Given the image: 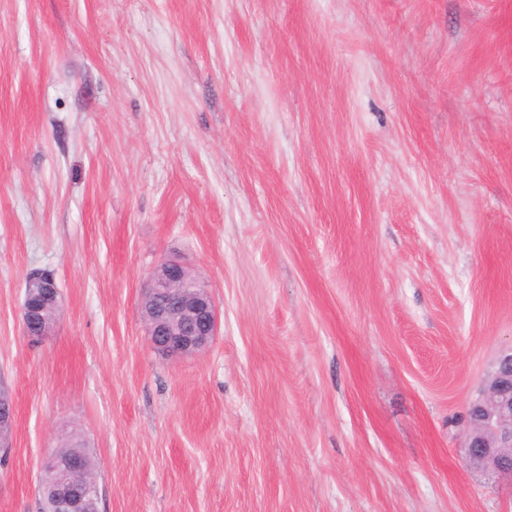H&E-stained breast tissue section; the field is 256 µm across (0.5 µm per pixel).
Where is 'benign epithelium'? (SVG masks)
Wrapping results in <instances>:
<instances>
[{
    "mask_svg": "<svg viewBox=\"0 0 512 512\" xmlns=\"http://www.w3.org/2000/svg\"><path fill=\"white\" fill-rule=\"evenodd\" d=\"M142 315L153 348L161 355L178 358L205 349L216 334L215 305L202 278L182 260L166 257L147 279ZM61 292L54 275L30 272L24 283L20 319L26 336L40 341L53 329L48 310L60 311ZM465 460L485 474L512 481V345L500 350L488 371L479 396L467 409ZM13 416L9 397L0 394V447L10 446ZM92 456L56 453L44 462L40 487L47 496L45 512H100L97 481L80 479Z\"/></svg>",
    "mask_w": 512,
    "mask_h": 512,
    "instance_id": "benign-epithelium-1",
    "label": "benign epithelium"
}]
</instances>
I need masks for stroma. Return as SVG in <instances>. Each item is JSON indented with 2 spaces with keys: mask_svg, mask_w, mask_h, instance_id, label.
Masks as SVG:
<instances>
[{
  "mask_svg": "<svg viewBox=\"0 0 512 512\" xmlns=\"http://www.w3.org/2000/svg\"><path fill=\"white\" fill-rule=\"evenodd\" d=\"M165 257L219 314L179 359ZM509 344L512 0H0V512L70 435L101 512H512L464 460ZM142 315L153 348L178 358L205 349L216 334L215 305L202 278L182 260L156 264L144 287ZM44 270L31 271L25 278L24 294L20 305V319L26 336L32 341H40L54 329L46 319L49 309L60 312L61 292L53 274ZM30 327H36L34 333Z\"/></svg>",
  "mask_w": 512,
  "mask_h": 512,
  "instance_id": "1",
  "label": "stroma"
}]
</instances>
